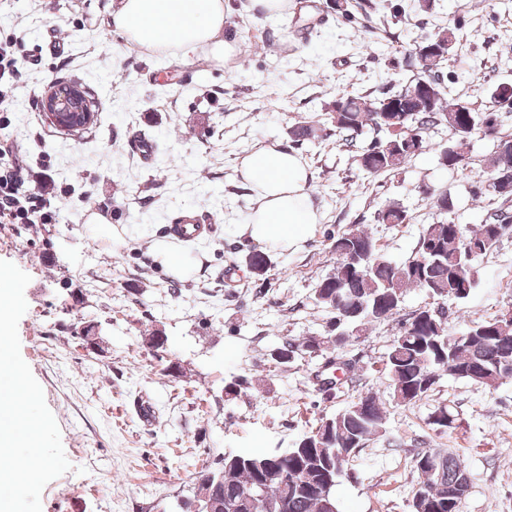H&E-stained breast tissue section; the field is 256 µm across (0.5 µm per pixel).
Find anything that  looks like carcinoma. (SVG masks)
<instances>
[{
    "mask_svg": "<svg viewBox=\"0 0 512 512\" xmlns=\"http://www.w3.org/2000/svg\"><path fill=\"white\" fill-rule=\"evenodd\" d=\"M432 38L446 45L445 54L427 57L417 66L433 72L451 54L456 42L454 30L441 28ZM492 103L512 112V91L497 85ZM397 100L402 111L389 113L386 101ZM498 112H478L464 99L449 102L440 83L423 92L420 82L409 77L378 96L347 94L332 105L336 136L347 147L357 149L360 166L371 174L400 168L429 147L427 132L437 126L448 128V143L440 146V163L450 169L461 166L469 154L471 138L497 133ZM367 131L376 136L364 145ZM512 138L496 139L489 178L475 191L486 192L504 202L512 201ZM385 224H403L408 215L397 206L378 213ZM512 226V209L503 205L491 209L484 223L476 226L452 220L430 224L424 230L412 256L396 263L384 258L371 235L347 229L336 236L330 249L336 268L316 286V303L330 314L326 335L303 341H285L288 356L321 353L350 337L365 334L370 324L399 313L407 291L419 290L433 300L406 318L394 337L385 359V372L392 400L400 406L416 404L433 389L439 373L464 379L495 390L512 381V307L489 319L473 321L457 339L448 341L444 326V303L464 300L476 287L478 260L491 251L507 226ZM249 267L258 275L268 266L266 253L254 250L247 256ZM386 411L379 397L368 392L357 402L325 419L305 434L297 446L283 451L252 453L240 460L228 455L213 470L216 488L198 478L196 495L215 492L219 512H326L322 501L338 508L333 495L345 463L338 454L353 451L383 432ZM415 469L418 489L413 512H459L470 480L461 460L453 453L427 449L417 453Z\"/></svg>",
    "mask_w": 512,
    "mask_h": 512,
    "instance_id": "obj_1",
    "label": "carcinoma"
}]
</instances>
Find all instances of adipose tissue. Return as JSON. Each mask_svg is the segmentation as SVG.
I'll return each instance as SVG.
<instances>
[{
	"label": "adipose tissue",
	"mask_w": 512,
	"mask_h": 512,
	"mask_svg": "<svg viewBox=\"0 0 512 512\" xmlns=\"http://www.w3.org/2000/svg\"><path fill=\"white\" fill-rule=\"evenodd\" d=\"M231 0H114L112 24L125 44L148 49L208 50L212 60L233 58L236 42L225 32ZM242 176L255 192V207L241 231L252 241L291 248L306 241L318 222L308 193L311 174L298 156L267 146L251 152ZM11 387L0 396V456L20 444L37 445L38 422L29 415L30 400H17L21 373L9 354H0V383Z\"/></svg>",
	"instance_id": "obj_1"
}]
</instances>
